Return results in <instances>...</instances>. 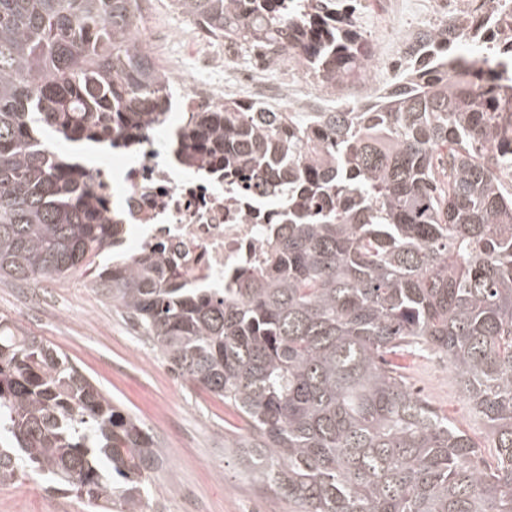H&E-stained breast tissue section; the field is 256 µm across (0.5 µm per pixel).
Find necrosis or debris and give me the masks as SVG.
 <instances>
[{
	"label": "necrosis or debris",
	"mask_w": 512,
	"mask_h": 512,
	"mask_svg": "<svg viewBox=\"0 0 512 512\" xmlns=\"http://www.w3.org/2000/svg\"><path fill=\"white\" fill-rule=\"evenodd\" d=\"M237 56L235 48L217 50L205 38L196 40L194 57L204 75L185 82L184 112L223 102L226 65ZM184 154L180 129L163 121L145 134L104 144L99 164L84 173L92 192L129 229L125 250L149 252L166 244L169 264L185 283L220 288L237 270L261 266L269 233L261 219L263 196L226 185L214 168L188 167Z\"/></svg>",
	"instance_id": "obj_1"
}]
</instances>
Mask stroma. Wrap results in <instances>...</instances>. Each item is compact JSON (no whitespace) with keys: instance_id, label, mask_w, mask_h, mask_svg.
Listing matches in <instances>:
<instances>
[{"instance_id":"1","label":"stroma","mask_w":512,"mask_h":512,"mask_svg":"<svg viewBox=\"0 0 512 512\" xmlns=\"http://www.w3.org/2000/svg\"><path fill=\"white\" fill-rule=\"evenodd\" d=\"M360 15L378 14L362 32L373 48L380 84L400 73L413 29L393 20L386 0H362ZM0 316L67 354L154 435L161 466L150 479L146 512H294L287 498L261 491L224 452L233 409L204 388L177 378L132 324L86 287L83 278L0 281ZM409 381L481 448L489 442L473 418L444 356L408 360ZM0 512H84L75 494L34 479L0 486Z\"/></svg>"}]
</instances>
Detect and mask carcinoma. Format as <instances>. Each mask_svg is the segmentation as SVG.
<instances>
[{
	"mask_svg": "<svg viewBox=\"0 0 512 512\" xmlns=\"http://www.w3.org/2000/svg\"><path fill=\"white\" fill-rule=\"evenodd\" d=\"M358 0H172L326 89L371 75ZM140 0H0V279L75 274L179 377L234 408L238 466L296 512H512V45L449 19L362 106L300 115L227 100L191 113L185 163L270 198L264 265L189 288L118 240L72 156L167 119ZM0 485L28 471L95 512H144L149 430L38 336L3 335ZM439 353L495 452L412 391Z\"/></svg>",
	"mask_w": 512,
	"mask_h": 512,
	"instance_id": "cac0c4a2",
	"label": "carcinoma"
}]
</instances>
